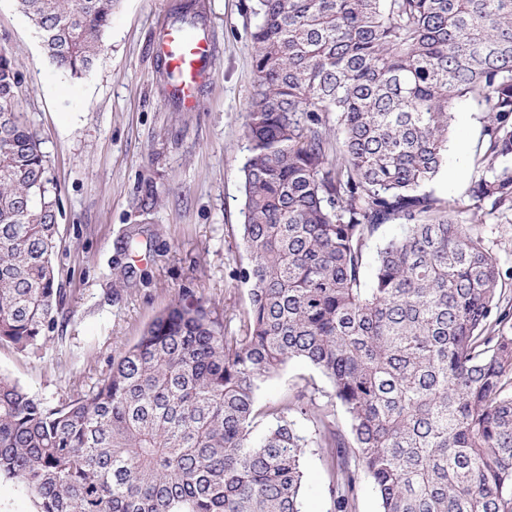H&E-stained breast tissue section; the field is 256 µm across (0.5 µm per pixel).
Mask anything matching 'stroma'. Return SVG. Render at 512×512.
<instances>
[{
    "label": "stroma",
    "instance_id": "obj_1",
    "mask_svg": "<svg viewBox=\"0 0 512 512\" xmlns=\"http://www.w3.org/2000/svg\"><path fill=\"white\" fill-rule=\"evenodd\" d=\"M181 0H121L93 68L71 78L43 51L15 0H0V49L24 74L21 110L37 132L62 203L54 253L64 303L38 353L0 346V374L58 403L95 390L112 361L178 297L242 317L249 287L241 238L244 121L252 93L255 0H197L213 49L212 73L187 108L168 94L156 50ZM483 115L455 102L448 159L434 193L465 197ZM472 228L512 271V210ZM322 405L328 379L294 359L261 387V401L297 392ZM300 512H333L326 452L307 450Z\"/></svg>",
    "mask_w": 512,
    "mask_h": 512
}]
</instances>
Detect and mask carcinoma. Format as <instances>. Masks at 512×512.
<instances>
[{
  "mask_svg": "<svg viewBox=\"0 0 512 512\" xmlns=\"http://www.w3.org/2000/svg\"><path fill=\"white\" fill-rule=\"evenodd\" d=\"M120 0H17L47 57L92 69ZM179 23L203 20L195 0ZM237 329L178 299L89 395L50 404L0 376V478L37 512H299L324 448L334 512H512V294L465 224L512 209V0H257ZM24 83L0 50V346L33 351L63 303L62 216ZM485 113L468 200L428 189L450 109ZM403 233L377 251L381 227ZM292 359L348 418L261 404ZM403 226L397 223L385 224L380 229L379 233L372 238L367 245V264L365 268V277L369 282L373 276L376 260H377V247L383 238L392 236H399L402 234Z\"/></svg>",
  "mask_w": 512,
  "mask_h": 512,
  "instance_id": "obj_1",
  "label": "carcinoma"
}]
</instances>
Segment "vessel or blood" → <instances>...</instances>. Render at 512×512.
<instances>
[{"mask_svg":"<svg viewBox=\"0 0 512 512\" xmlns=\"http://www.w3.org/2000/svg\"><path fill=\"white\" fill-rule=\"evenodd\" d=\"M159 43L162 56L178 75L174 94L185 106H194L196 87L212 68L208 42L185 30L170 29L163 31Z\"/></svg>","mask_w":512,"mask_h":512,"instance_id":"1","label":"vessel or blood"}]
</instances>
